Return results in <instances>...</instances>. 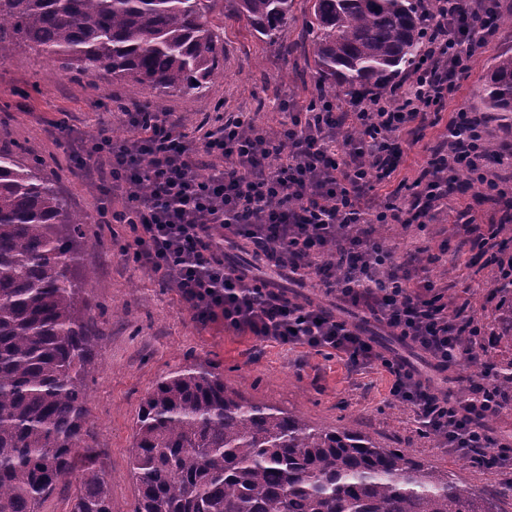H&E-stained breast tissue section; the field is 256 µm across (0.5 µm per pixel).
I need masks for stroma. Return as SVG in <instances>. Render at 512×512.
Instances as JSON below:
<instances>
[{
	"instance_id": "1",
	"label": "stroma",
	"mask_w": 512,
	"mask_h": 512,
	"mask_svg": "<svg viewBox=\"0 0 512 512\" xmlns=\"http://www.w3.org/2000/svg\"><path fill=\"white\" fill-rule=\"evenodd\" d=\"M285 36L291 51L279 54L252 36L244 22L225 21L223 74L204 96L167 98V111L190 133L202 125L209 129L220 125L228 112L253 113L258 125L278 129L285 117L282 100L306 103L319 93L312 45L303 36L301 22L291 23ZM505 52L512 53L508 22L460 79L454 103L440 112L437 123L422 125L409 136L399 172L390 183L377 187V194L394 191L399 202L409 201L408 186L424 167L429 147L445 134L458 105L471 112L479 109L474 88L493 58ZM154 96L150 86H139L132 94L125 82L108 76L56 74L48 58L27 47L0 59V145L18 144L41 158L71 206L91 219L83 261L93 268L94 277L81 293L94 337L86 380V443L94 451L96 469L109 482L112 512H132L137 497L129 476V455L141 400L163 377L188 365L210 367L246 398L301 412L318 426L353 422L383 447L402 449L414 461L461 476L473 489L499 496L504 512H512V468L474 466L421 433L412 408L391 396L393 378L384 368L352 365L347 356L333 350L266 343L225 328L220 318L200 324L182 306L177 290L118 256L129 229L101 223L95 180L76 171L70 139L75 132L128 138L130 131L117 102L138 105ZM491 171L507 180L505 197L469 187L454 194L447 208L427 223L380 224L374 234L387 238L397 255L415 248L426 254V262L411 271V286L434 282L443 287L448 307L465 305L476 322L495 328L499 325V299L492 294L496 269L479 246L466 240L461 228L463 219L469 218L481 233L497 231L498 242L512 254V223L502 221L504 208L512 205V156L504 155ZM286 294L301 303L318 304L347 322L371 325L369 338L376 350L442 391H461L489 366L512 360V338L496 335L478 364L462 362L447 373L435 368L416 344L392 335L368 310L345 303L310 280H301Z\"/></svg>"
}]
</instances>
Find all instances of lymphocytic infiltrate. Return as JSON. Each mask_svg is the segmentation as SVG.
Returning a JSON list of instances; mask_svg holds the SVG:
<instances>
[{"label":"lymphocytic infiltrate","mask_w":512,"mask_h":512,"mask_svg":"<svg viewBox=\"0 0 512 512\" xmlns=\"http://www.w3.org/2000/svg\"><path fill=\"white\" fill-rule=\"evenodd\" d=\"M491 0H442L427 20L429 40L417 69L379 96L340 102L321 96L289 113L267 134L251 113L233 112L195 138L167 112L124 110L132 137L78 140V167L96 174L100 211L127 225L120 254L176 285L200 323L223 317L227 328L278 345L328 348L352 362H381L391 394L413 406L422 430L478 465L512 463V443L493 444L482 420L507 404L489 375L468 394L431 390L401 363L383 358L354 324L253 283L224 264L221 231L301 277L372 313L391 334L411 340L440 365L480 359L487 330L449 318L445 304L410 289L418 253L396 261L377 224L433 218L448 202V175L500 193L488 177L480 119L458 109L448 134L430 149L409 204L375 195L399 165L418 118L451 101L458 80L496 35L486 23ZM149 183V194L137 192ZM471 336L461 349L460 336Z\"/></svg>","instance_id":"f902f5d3"}]
</instances>
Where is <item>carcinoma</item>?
<instances>
[{
    "instance_id": "carcinoma-1",
    "label": "carcinoma",
    "mask_w": 512,
    "mask_h": 512,
    "mask_svg": "<svg viewBox=\"0 0 512 512\" xmlns=\"http://www.w3.org/2000/svg\"><path fill=\"white\" fill-rule=\"evenodd\" d=\"M320 91L352 98L410 72L437 0H303ZM296 0H0V59L24 43L61 73L110 74L162 94L204 89L234 18L281 49ZM475 95L512 130V54ZM88 217L38 159L0 147V512H40L64 482L69 512H112L106 478L75 473L85 447ZM133 512H501L498 498L348 425L249 401L203 367L173 372L138 414Z\"/></svg>"
}]
</instances>
